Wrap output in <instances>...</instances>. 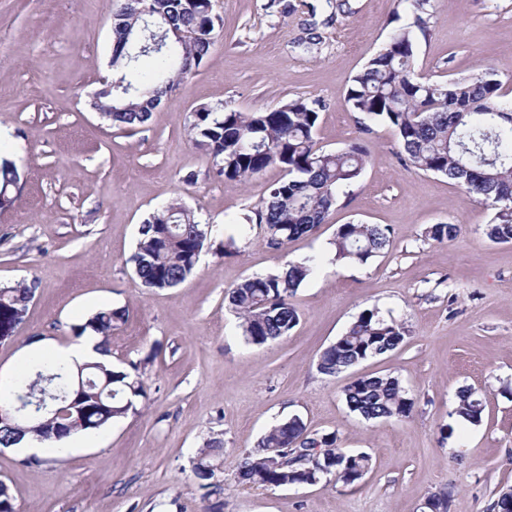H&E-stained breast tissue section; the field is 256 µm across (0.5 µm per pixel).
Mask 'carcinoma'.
Wrapping results in <instances>:
<instances>
[{
	"label": "carcinoma",
	"instance_id": "carcinoma-1",
	"mask_svg": "<svg viewBox=\"0 0 512 512\" xmlns=\"http://www.w3.org/2000/svg\"><path fill=\"white\" fill-rule=\"evenodd\" d=\"M155 26L182 38L160 50L141 48V18L121 4L113 13L112 93L106 95L109 120L119 129L146 125L162 98L209 54L219 27L212 0H147ZM425 21L395 29L349 83L351 111L371 124L389 126L408 166L443 176L492 210L488 238L512 241V101L504 99L503 83L491 67L469 76L432 80L417 73L416 31ZM322 103L298 97L266 112H242L224 104L203 105L193 113L190 136L212 158L216 174L245 181L277 166L283 177L271 186L261 205L242 220L264 232L269 247L278 249L326 222L336 209L338 193L361 176L366 153L359 145L326 151L315 131ZM16 165L0 160V192L12 188ZM455 224H434L427 231L437 242L451 241ZM209 230L195 212L175 199L140 225L131 257L134 274L148 289H169L195 271L208 242ZM333 261L364 265L391 245L381 224L347 223L330 242ZM322 262L310 255L274 274L248 276L227 289L224 300L238 318L248 344L265 345L288 335L299 322L290 298ZM39 288L36 281L0 288V343L12 339ZM120 308H103L73 326L74 338L94 333L107 345L112 328L124 321ZM410 336L404 323L385 318L377 308L363 310L335 342L320 354L317 368L327 376L396 350ZM67 397L63 408L85 421L84 432L99 430L136 411L147 387L138 365L115 370L101 362L72 367L61 357H32L27 367L0 386V447L10 448L33 433L43 440L68 438L74 431L44 419L21 421L10 406L26 395ZM350 411L367 421L407 417L413 401L398 378L389 374L359 376L342 389ZM484 404L475 392L458 393L455 416L481 422ZM334 433L308 432L298 417L275 422L239 460L234 474L240 485L280 487L323 479L355 487L370 469V457L336 446ZM224 456V440L213 437L200 452L195 477L203 488L223 490L214 460Z\"/></svg>",
	"mask_w": 512,
	"mask_h": 512
}]
</instances>
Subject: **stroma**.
I'll return each instance as SVG.
<instances>
[{"mask_svg": "<svg viewBox=\"0 0 512 512\" xmlns=\"http://www.w3.org/2000/svg\"><path fill=\"white\" fill-rule=\"evenodd\" d=\"M117 0H0V127L12 138L20 187L0 208V287H39L12 340L0 344V379L28 361L36 337L73 343V324L122 308L109 338L112 366L136 363L147 386L137 410L84 432L59 454L0 447V480L14 512H206L192 467L211 436L224 440L223 512H423L448 493V512H494L512 487V242L486 235L491 210L444 177L409 168L386 126L363 131L346 103L350 79L392 30L422 17L415 67L434 79L492 66L512 99V0H212L221 28L208 57L165 96L146 126L113 128L90 102L110 76ZM322 102L317 141L359 143L361 178L310 234L275 250L244 213L282 176L218 178L190 140L193 112L223 103L264 112L288 99ZM216 225L195 273L166 290L141 287L129 261L140 224L173 198ZM388 227L391 245L365 265L327 262L292 296L298 325L281 340L247 345L224 291L253 274L327 254L339 225ZM455 224L439 243L435 224ZM235 240L228 254L224 244ZM405 323L406 343L330 377L317 361L367 308ZM400 379L410 417L369 422L347 408L357 375ZM482 398V421L450 422L460 390ZM371 458L356 487L239 486V457L275 420ZM453 424V434L442 428Z\"/></svg>", "mask_w": 512, "mask_h": 512, "instance_id": "obj_1", "label": "stroma"}]
</instances>
